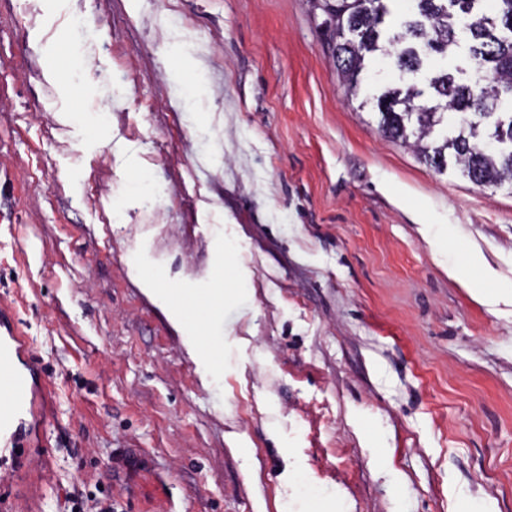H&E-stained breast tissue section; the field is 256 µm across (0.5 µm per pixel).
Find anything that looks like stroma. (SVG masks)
Masks as SVG:
<instances>
[{
	"instance_id": "obj_1",
	"label": "stroma",
	"mask_w": 512,
	"mask_h": 512,
	"mask_svg": "<svg viewBox=\"0 0 512 512\" xmlns=\"http://www.w3.org/2000/svg\"><path fill=\"white\" fill-rule=\"evenodd\" d=\"M379 119L307 0H0V300L55 390L41 512L74 485L120 512H512V186ZM479 264L489 302L449 273ZM142 282L144 287L150 291L161 304L166 306L173 316L180 320L185 319L184 304L188 302V299H176L168 288L162 287V281L158 277L150 276L144 278Z\"/></svg>"
}]
</instances>
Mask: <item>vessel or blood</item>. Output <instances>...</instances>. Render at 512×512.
<instances>
[{"label": "vessel or blood", "mask_w": 512, "mask_h": 512, "mask_svg": "<svg viewBox=\"0 0 512 512\" xmlns=\"http://www.w3.org/2000/svg\"><path fill=\"white\" fill-rule=\"evenodd\" d=\"M0 512H13L12 492L36 500L49 471L46 423L51 383L9 307L0 304Z\"/></svg>", "instance_id": "obj_1"}]
</instances>
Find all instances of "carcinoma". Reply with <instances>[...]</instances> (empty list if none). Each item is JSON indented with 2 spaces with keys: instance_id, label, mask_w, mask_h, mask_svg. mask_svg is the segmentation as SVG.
I'll return each instance as SVG.
<instances>
[{
  "instance_id": "obj_1",
  "label": "carcinoma",
  "mask_w": 512,
  "mask_h": 512,
  "mask_svg": "<svg viewBox=\"0 0 512 512\" xmlns=\"http://www.w3.org/2000/svg\"><path fill=\"white\" fill-rule=\"evenodd\" d=\"M319 0L313 15L336 23L328 55L345 97L382 62L399 73L373 96L383 135L436 168L453 158L477 186L512 185V0ZM466 49L475 77L448 66Z\"/></svg>"
}]
</instances>
